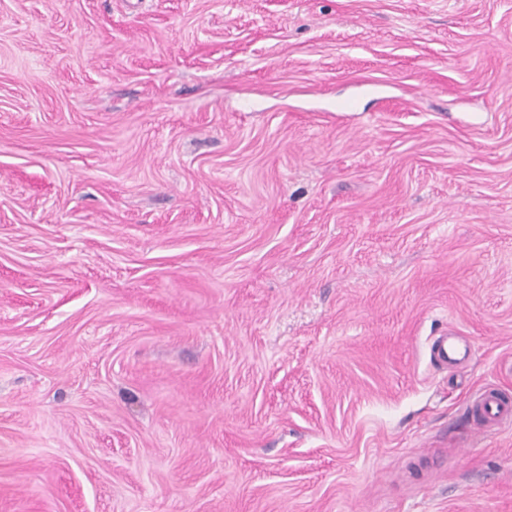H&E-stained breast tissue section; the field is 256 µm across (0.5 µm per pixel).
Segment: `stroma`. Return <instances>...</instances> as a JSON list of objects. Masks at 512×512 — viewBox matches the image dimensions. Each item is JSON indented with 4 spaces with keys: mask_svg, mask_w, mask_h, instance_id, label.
Returning a JSON list of instances; mask_svg holds the SVG:
<instances>
[{
    "mask_svg": "<svg viewBox=\"0 0 512 512\" xmlns=\"http://www.w3.org/2000/svg\"><path fill=\"white\" fill-rule=\"evenodd\" d=\"M487 390L512 0H0V512H512ZM432 351L437 362L444 366L465 359L471 354V348L468 345L461 347L455 342H448V336L439 337L434 342Z\"/></svg>",
    "mask_w": 512,
    "mask_h": 512,
    "instance_id": "stroma-1",
    "label": "stroma"
}]
</instances>
